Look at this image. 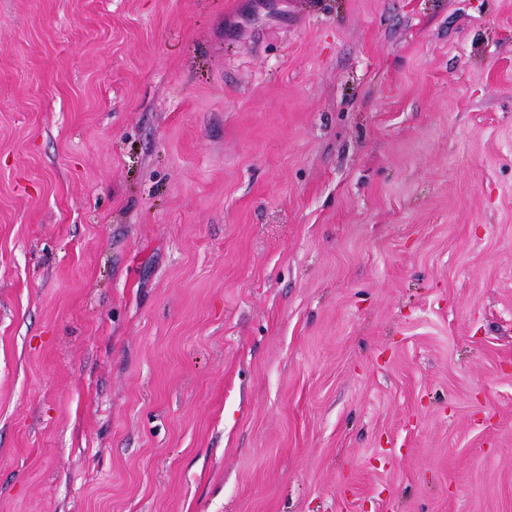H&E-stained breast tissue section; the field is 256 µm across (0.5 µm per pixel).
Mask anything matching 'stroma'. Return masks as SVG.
I'll use <instances>...</instances> for the list:
<instances>
[{
	"label": "stroma",
	"mask_w": 512,
	"mask_h": 512,
	"mask_svg": "<svg viewBox=\"0 0 512 512\" xmlns=\"http://www.w3.org/2000/svg\"><path fill=\"white\" fill-rule=\"evenodd\" d=\"M0 512H512V0H0Z\"/></svg>",
	"instance_id": "1"
}]
</instances>
